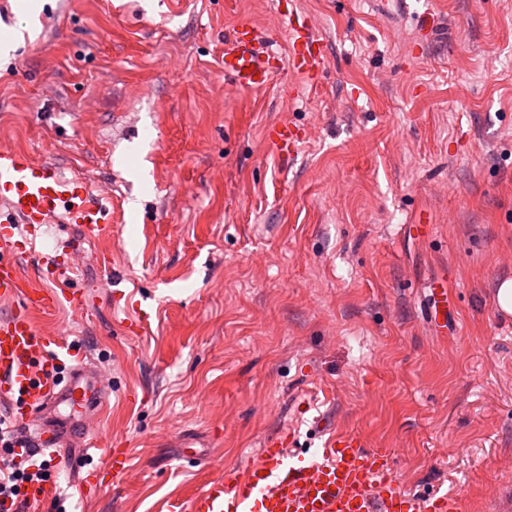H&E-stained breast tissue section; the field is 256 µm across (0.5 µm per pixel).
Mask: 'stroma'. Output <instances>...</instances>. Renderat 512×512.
<instances>
[{
  "label": "stroma",
  "instance_id": "obj_1",
  "mask_svg": "<svg viewBox=\"0 0 512 512\" xmlns=\"http://www.w3.org/2000/svg\"><path fill=\"white\" fill-rule=\"evenodd\" d=\"M325 41L318 88L263 91L224 76L247 18L285 43L275 0H0V146L84 179L112 230L83 244L84 292L39 313L64 334L60 369L90 366L109 400L67 426L38 512H171L295 433L396 451L411 492L463 512H512V0H289ZM301 130L294 160L267 126ZM71 224H46L16 261L42 285ZM112 270H104L102 258ZM448 287V325L424 297ZM145 309L144 334L122 321ZM128 449L91 496L85 443Z\"/></svg>",
  "mask_w": 512,
  "mask_h": 512
}]
</instances>
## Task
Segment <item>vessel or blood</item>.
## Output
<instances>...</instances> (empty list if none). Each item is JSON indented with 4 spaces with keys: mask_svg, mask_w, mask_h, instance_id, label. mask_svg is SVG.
I'll use <instances>...</instances> for the list:
<instances>
[{
    "mask_svg": "<svg viewBox=\"0 0 512 512\" xmlns=\"http://www.w3.org/2000/svg\"><path fill=\"white\" fill-rule=\"evenodd\" d=\"M277 19L288 38L287 51L245 20L225 38L224 75L237 88L264 90L286 70L312 82L318 79L323 39L311 25L295 23L291 13L278 11ZM266 139L279 158L288 159L300 135L282 121L267 128ZM59 222L76 225L87 238L105 232L110 212L82 179L1 146L0 303L11 302L13 308L0 318V399L18 396L33 407L63 402L88 413L104 402L89 369L76 367L67 388H60L49 367L60 362L64 347L42 336L34 319L35 312L55 306L57 297L31 286L12 258L14 225L36 228ZM18 424L25 447L42 455L58 447L57 425L35 427L23 414ZM291 443L288 437L268 441L257 462L208 483L178 512H460L455 496L417 498L403 491L393 477L394 449L366 448L355 436L338 435L304 456ZM100 457L101 474L117 477L129 467L128 449L104 448Z\"/></svg>",
    "mask_w": 512,
    "mask_h": 512,
    "instance_id": "obj_1",
    "label": "vessel or blood"
}]
</instances>
